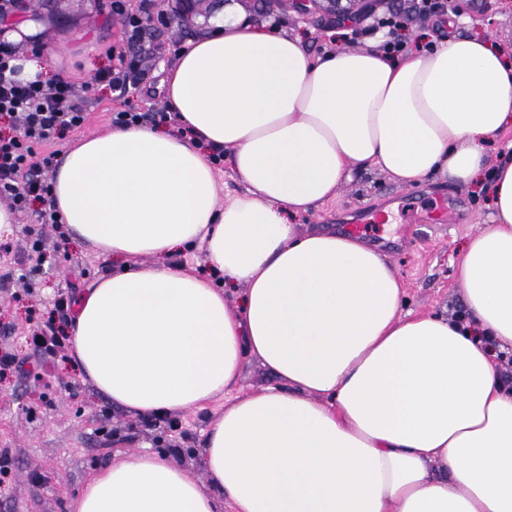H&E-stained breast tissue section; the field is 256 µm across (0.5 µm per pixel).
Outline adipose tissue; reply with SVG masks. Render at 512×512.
I'll return each mask as SVG.
<instances>
[{"label": "adipose tissue", "instance_id": "obj_1", "mask_svg": "<svg viewBox=\"0 0 512 512\" xmlns=\"http://www.w3.org/2000/svg\"><path fill=\"white\" fill-rule=\"evenodd\" d=\"M165 70L181 130L115 128L51 171L68 237L124 258L79 296L73 363L138 415L222 409L203 485L169 456L116 453L72 512H512V60L485 37L315 55L300 36L216 19ZM226 151L245 189L219 203ZM487 183L493 215L459 265L467 314L403 313L389 262L293 216L353 171ZM203 246L222 286L178 255ZM237 294L227 303L226 290ZM254 358L274 376L239 393Z\"/></svg>", "mask_w": 512, "mask_h": 512}]
</instances>
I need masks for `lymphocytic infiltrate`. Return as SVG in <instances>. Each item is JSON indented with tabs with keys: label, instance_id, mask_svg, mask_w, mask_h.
<instances>
[{
	"label": "lymphocytic infiltrate",
	"instance_id": "f902f5d3",
	"mask_svg": "<svg viewBox=\"0 0 512 512\" xmlns=\"http://www.w3.org/2000/svg\"><path fill=\"white\" fill-rule=\"evenodd\" d=\"M152 5L153 0H140L137 12L132 13L124 0H110L109 11L121 20L126 48L119 53L117 66L105 70L100 79L119 95H127L142 80L144 61L158 52L146 41L143 26V16L150 13ZM16 59L15 49L0 43V120L10 128L9 133L0 134V202L14 214L53 224L57 218L49 205V172L54 156L46 147L65 131L82 127L87 114L74 82L20 79ZM67 323V302L59 297L50 317L28 331L25 343L39 365L54 361L67 349Z\"/></svg>",
	"mask_w": 512,
	"mask_h": 512
}]
</instances>
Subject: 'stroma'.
<instances>
[{
	"instance_id": "stroma-1",
	"label": "stroma",
	"mask_w": 512,
	"mask_h": 512,
	"mask_svg": "<svg viewBox=\"0 0 512 512\" xmlns=\"http://www.w3.org/2000/svg\"><path fill=\"white\" fill-rule=\"evenodd\" d=\"M162 10V4H155L147 23V35L161 52L151 60L146 79L120 99L95 81L102 68L114 64V52L124 47L121 23L109 15L108 0H49L41 7L45 45L63 50L58 59H46L47 78L65 73L76 83L92 85L83 94L85 125L52 144L56 155H63L78 138L110 128L111 113L124 106L141 112L164 107L157 90L161 69L173 65L190 40L212 27L195 15L162 19ZM229 10L245 14L255 25L300 35L315 53L349 45L343 29L329 22L306 25L293 13L261 8L258 0L248 5L234 0ZM465 16V24L450 30L427 16L402 15L399 32L411 49L424 40L436 43L452 34L478 33L512 57V0H469ZM450 197L455 205L448 222L430 223V207ZM382 209L389 211V223L369 222V214ZM491 212L490 195L479 186L429 178L403 187L370 168L353 171L336 199L296 216L294 222L302 230L340 232L361 226L362 242L382 254L402 279L405 311L451 316L465 310L457 273L464 246L489 224ZM40 230L51 257L40 269L27 255L20 225L0 230V266L28 272V285L0 287V348H10L22 359L29 354L22 338L47 319L57 289L69 283L85 288L111 265L108 257L60 240L52 225H41ZM219 409L214 402L180 413L181 427L173 431L165 419H141L112 407L64 359L40 381L16 372L0 375V451H8L12 460L11 473L0 484V512H70L71 501L87 479L118 451L178 449V463L206 482L198 450Z\"/></svg>"
}]
</instances>
